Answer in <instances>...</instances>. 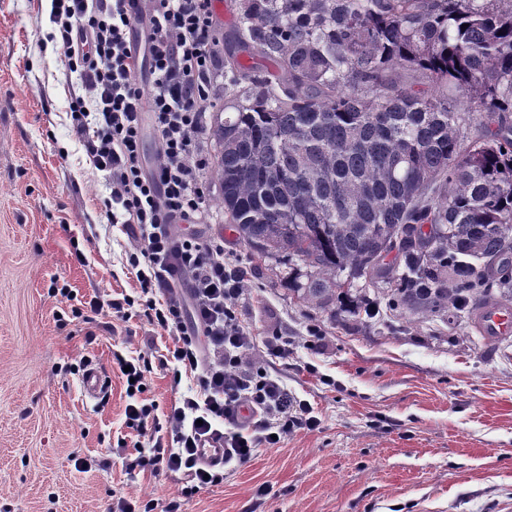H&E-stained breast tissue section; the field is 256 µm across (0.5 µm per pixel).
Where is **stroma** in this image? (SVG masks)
Here are the masks:
<instances>
[{
  "instance_id": "obj_1",
  "label": "stroma",
  "mask_w": 512,
  "mask_h": 512,
  "mask_svg": "<svg viewBox=\"0 0 512 512\" xmlns=\"http://www.w3.org/2000/svg\"><path fill=\"white\" fill-rule=\"evenodd\" d=\"M44 0H0V512H115L155 500L159 512H501L512 508V338L491 342L468 314L412 315L382 284L330 320L288 297L287 266L259 259L207 202L224 251L249 263L237 303L257 341L280 335L288 356L269 366L319 420L224 469L223 484L182 496L178 472H129L147 436L125 424L116 355L155 366L138 399L155 406L149 433L188 395L157 361L171 339L145 317L110 310L73 317L90 299L139 298L133 246L102 211V172L72 135L63 55L47 42ZM65 284L69 297L51 290ZM100 367L105 401L85 402L86 365Z\"/></svg>"
}]
</instances>
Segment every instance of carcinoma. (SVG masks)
Here are the masks:
<instances>
[{
  "mask_svg": "<svg viewBox=\"0 0 512 512\" xmlns=\"http://www.w3.org/2000/svg\"><path fill=\"white\" fill-rule=\"evenodd\" d=\"M224 214L334 319L386 274L409 312L512 300V0H234ZM433 92L415 88V78Z\"/></svg>",
  "mask_w": 512,
  "mask_h": 512,
  "instance_id": "obj_1",
  "label": "carcinoma"
}]
</instances>
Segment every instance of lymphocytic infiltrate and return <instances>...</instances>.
I'll list each match as a JSON object with an SVG mask.
<instances>
[{"mask_svg":"<svg viewBox=\"0 0 512 512\" xmlns=\"http://www.w3.org/2000/svg\"><path fill=\"white\" fill-rule=\"evenodd\" d=\"M53 38L71 82V128L103 172L109 223L122 225L136 246L129 255L148 322L167 331L175 362L196 381L174 408L173 444L155 440L132 465L183 473V495L223 482L220 469L199 467L196 450L220 434L235 462L317 421L276 377L251 359L254 338L236 304L249 280L239 256L224 254L220 237L177 235L176 224L210 221L203 174L208 166V112L215 104L221 61L214 0H48ZM149 69L150 82L137 79ZM151 115L158 145L153 167L143 154V117ZM187 288L191 310L177 293ZM192 323H185V314ZM250 412L240 421L241 409Z\"/></svg>","mask_w":512,"mask_h":512,"instance_id":"1","label":"lymphocytic infiltrate"}]
</instances>
